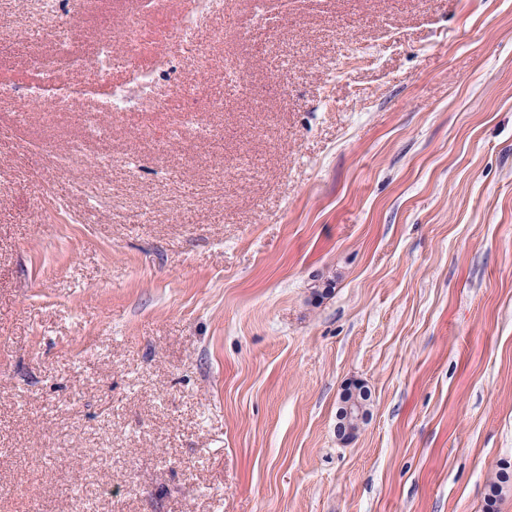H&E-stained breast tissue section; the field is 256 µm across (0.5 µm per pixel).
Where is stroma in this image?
Returning <instances> with one entry per match:
<instances>
[{
	"instance_id": "stroma-1",
	"label": "stroma",
	"mask_w": 512,
	"mask_h": 512,
	"mask_svg": "<svg viewBox=\"0 0 512 512\" xmlns=\"http://www.w3.org/2000/svg\"><path fill=\"white\" fill-rule=\"evenodd\" d=\"M124 7L71 20L82 53ZM224 14L216 74L166 111L73 123L97 95L71 69L84 97L0 112V512H487L512 477V0ZM79 139L112 166L59 165ZM366 415V407L364 400L360 396V391L357 386L349 388L343 395L340 407L339 417L342 424L343 438L345 440H352L357 430L346 429L350 421H361Z\"/></svg>"
}]
</instances>
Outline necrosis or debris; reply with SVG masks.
Listing matches in <instances>:
<instances>
[{"label": "necrosis or debris", "instance_id": "4bbe7bcc", "mask_svg": "<svg viewBox=\"0 0 512 512\" xmlns=\"http://www.w3.org/2000/svg\"><path fill=\"white\" fill-rule=\"evenodd\" d=\"M25 3L22 27H1L0 41L15 39L23 30L40 31L54 38L58 46L55 54L38 53L27 62L26 79H0V99L19 108L34 106L52 97H73L75 91L64 79V66L71 63L94 69L98 78L105 82L101 111L113 115L163 111L167 100L191 97L203 89L202 84L189 85L178 79L180 57H192L197 73L209 75L214 49L223 44L226 35L224 28L217 27L211 29L207 43L192 39L195 29L207 25L219 0H187L186 8L175 13L158 31L160 41L172 47V55L151 68L133 70L127 86L114 87L110 84L113 68L129 66L130 59L117 48L111 35H101L93 53L85 56L71 51L68 31L56 25L57 20L80 13L86 0H25Z\"/></svg>", "mask_w": 512, "mask_h": 512}]
</instances>
